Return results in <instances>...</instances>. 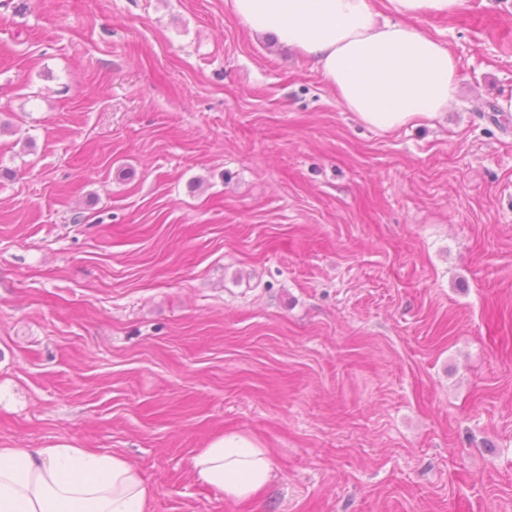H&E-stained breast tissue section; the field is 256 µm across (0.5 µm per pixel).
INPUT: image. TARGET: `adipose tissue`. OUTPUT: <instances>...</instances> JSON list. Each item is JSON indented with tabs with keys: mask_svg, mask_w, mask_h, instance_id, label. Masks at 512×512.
I'll return each instance as SVG.
<instances>
[{
	"mask_svg": "<svg viewBox=\"0 0 512 512\" xmlns=\"http://www.w3.org/2000/svg\"><path fill=\"white\" fill-rule=\"evenodd\" d=\"M250 33L271 37L308 60L341 107L389 133L447 112L459 82L447 46L410 26L413 18L453 16L466 0H228ZM196 477L224 496L247 500L275 475L254 438L227 433L192 458ZM154 491L117 453L65 443L0 448V512H147Z\"/></svg>",
	"mask_w": 512,
	"mask_h": 512,
	"instance_id": "1",
	"label": "adipose tissue"
}]
</instances>
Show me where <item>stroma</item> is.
Instances as JSON below:
<instances>
[{
	"label": "stroma",
	"instance_id": "obj_1",
	"mask_svg": "<svg viewBox=\"0 0 512 512\" xmlns=\"http://www.w3.org/2000/svg\"><path fill=\"white\" fill-rule=\"evenodd\" d=\"M383 134L227 0H0V446L142 472L148 512H512V0ZM227 432L276 478L231 501ZM192 469L201 482L234 500L253 498L275 475L268 448L234 432L224 433L200 448L192 458Z\"/></svg>",
	"mask_w": 512,
	"mask_h": 512
}]
</instances>
